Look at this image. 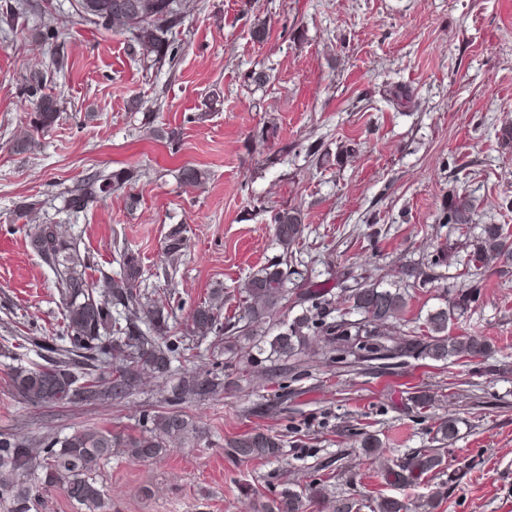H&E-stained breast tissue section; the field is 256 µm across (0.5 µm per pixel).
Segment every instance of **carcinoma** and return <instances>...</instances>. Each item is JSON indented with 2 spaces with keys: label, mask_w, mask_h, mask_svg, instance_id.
Returning a JSON list of instances; mask_svg holds the SVG:
<instances>
[{
  "label": "carcinoma",
  "mask_w": 512,
  "mask_h": 512,
  "mask_svg": "<svg viewBox=\"0 0 512 512\" xmlns=\"http://www.w3.org/2000/svg\"><path fill=\"white\" fill-rule=\"evenodd\" d=\"M106 9L93 13L88 0H77V15L105 26L116 25L143 50L159 57H174L167 34L179 26L194 8V0H98ZM59 118L55 96L42 95L30 114L35 128L49 127ZM131 179L126 170L93 172L67 192L66 206L79 212L93 202H104L112 192ZM474 211L465 197L448 202L447 223H473ZM305 231L301 212L285 209L274 216V234L283 249L302 238ZM29 246L54 273V288L63 312L64 332L52 338L23 336L38 361L29 366L8 367L11 388L19 403L44 405H97L129 398L142 389L145 379L166 380L177 376L162 402L166 410L146 415L134 434H115L109 429H77L59 436L39 439L0 432V507L4 512H32L42 499L58 489L75 501L81 512H109L108 498L97 481L101 464L122 449L128 458L149 462L172 448L198 440L204 426L179 406L202 403L224 390V367H254L266 364L271 378L285 382L288 373L302 362L312 342L322 355L336 363L378 362L381 369H394L403 358L429 359L444 364L476 361L491 349L487 337L453 334L451 326L476 299L473 291H462L445 305L427 314L418 332L392 333V325L403 320L408 295L399 288H385L375 280L349 289L347 311L334 315L331 291L305 289L298 298L301 313L285 317L289 285L302 276L288 262L263 268L238 290V312L224 318V290L191 311L186 329L180 333L169 324L172 313L155 305L140 290V261L133 253L122 255V267L112 276L104 274L100 284L91 283L88 263L77 239L67 237L59 225L47 220L29 231ZM473 260H496L512 264V231L502 224H486L469 242ZM186 249L181 232L172 233L164 255L174 260ZM277 320L273 331L260 325ZM214 337L212 345L224 355L217 369H187L181 364L198 357L202 341ZM439 448H423L396 459L373 435L362 440L366 454L385 462L383 479L395 487L417 484L442 474L445 444L457 434L456 421L437 425ZM233 447L248 453L254 448H277V438L264 433H247ZM325 485L315 480L305 492L288 486L278 493V512H305L310 502L325 495ZM372 512H405L403 501L380 497L370 505Z\"/></svg>",
  "instance_id": "obj_1"
}]
</instances>
